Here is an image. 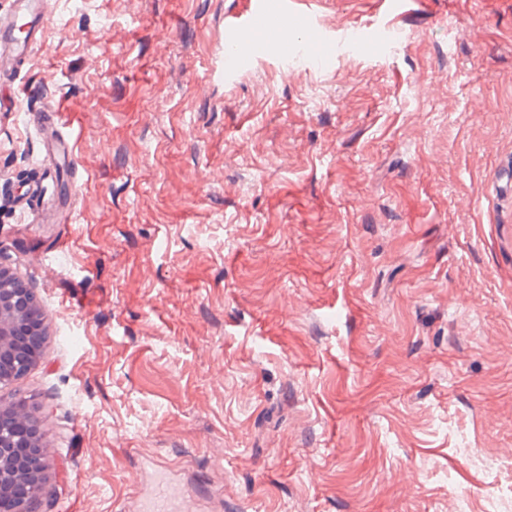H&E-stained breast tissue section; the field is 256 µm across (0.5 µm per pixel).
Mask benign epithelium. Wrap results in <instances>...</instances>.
Listing matches in <instances>:
<instances>
[{
    "mask_svg": "<svg viewBox=\"0 0 512 512\" xmlns=\"http://www.w3.org/2000/svg\"><path fill=\"white\" fill-rule=\"evenodd\" d=\"M43 319L34 291L14 272L11 258L0 251V383L22 380L40 358ZM41 418V412L31 413V423L21 433L0 427V500L12 497L21 484L30 489V496L17 502L14 512H38L41 502L50 463L48 433Z\"/></svg>",
    "mask_w": 512,
    "mask_h": 512,
    "instance_id": "obj_1",
    "label": "benign epithelium"
}]
</instances>
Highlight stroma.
I'll list each match as a JSON object with an SVG mask.
<instances>
[{"label": "stroma", "instance_id": "stroma-1", "mask_svg": "<svg viewBox=\"0 0 512 512\" xmlns=\"http://www.w3.org/2000/svg\"><path fill=\"white\" fill-rule=\"evenodd\" d=\"M250 0H48L0 72V250L44 306L49 512H125L142 461L207 512H512V0H323L388 29L283 68ZM77 141L53 223L14 199ZM73 149L74 145L71 143L70 136L61 130H58L57 133L52 136L46 148L50 156L54 159L58 158L62 163L72 161Z\"/></svg>", "mask_w": 512, "mask_h": 512}]
</instances>
